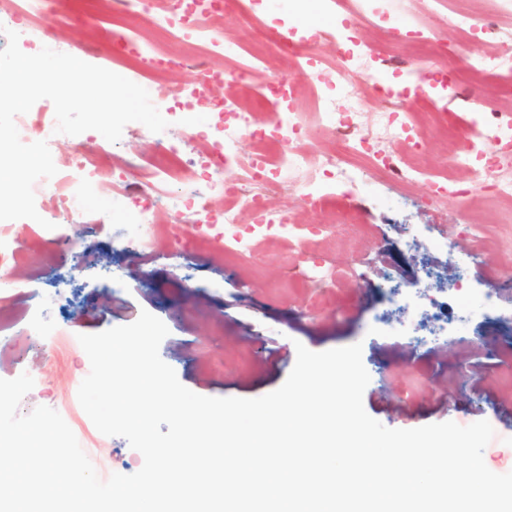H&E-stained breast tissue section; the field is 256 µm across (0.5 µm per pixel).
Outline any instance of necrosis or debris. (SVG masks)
Here are the masks:
<instances>
[{
	"label": "necrosis or debris",
	"instance_id": "necrosis-or-debris-1",
	"mask_svg": "<svg viewBox=\"0 0 512 512\" xmlns=\"http://www.w3.org/2000/svg\"><path fill=\"white\" fill-rule=\"evenodd\" d=\"M112 19V52L126 57L131 67L147 78L145 85L149 94H156L159 77L176 66L194 61L198 66L199 79L196 84L182 87L180 97L191 99L207 86L223 81V72L208 66L206 58L212 54H231L232 49L217 35L211 24L212 17L221 16L242 7V0H91ZM472 0H447L448 18L461 34L463 41L457 54L455 69L439 68L435 81L449 89H459L471 81L482 78L495 69L492 58L473 52L467 40L474 27L476 15L470 7ZM149 17L165 39L189 44L194 50L193 58L167 55L155 41H132L124 20L131 15ZM277 53L284 65L267 86L270 99L283 101L292 94L295 83L317 78L325 68H332L335 83L331 89L318 92L317 102L323 118L341 137L329 152L303 153L296 142L304 133L297 121L258 127L252 112L239 107L235 101L223 99L215 102L209 112L201 118L203 126L216 129L219 146L211 153L199 157L196 163L213 172L214 178L203 192L192 196L172 193L169 180L191 167L194 161L177 154L171 147L157 146L148 165L155 175L151 184H128L113 180L110 202L121 206L133 196L145 197L138 219L133 227V236L141 249H148L154 218L153 197H163L174 211L191 209L196 223L205 227L206 235L223 238L233 252L246 254L250 251V237L241 228L239 214L248 211L252 223L260 224L277 232L289 229L284 214L270 208L265 201L268 186L283 180L288 173L315 166L331 173L337 182H353L356 168L353 156H360L378 165H387V158L378 156L380 145L403 140L413 149H421L424 135L413 127L396 106L407 98L404 89L389 86L371 87V74L366 63L375 57L376 51L368 44L349 37L348 46L338 54L335 61H327L316 50L315 43L295 41L284 37L276 39ZM374 91L383 101L394 104L395 109L383 113L372 136L351 133L350 128L365 103L367 91ZM250 135L265 140L269 156H253L241 161L238 142L241 136ZM458 167L467 168L481 163L490 177L494 200L512 204V173H502L503 161H512V114L491 113L481 121L478 141H461L456 153ZM224 195L233 201L222 213H212L208 198Z\"/></svg>",
	"mask_w": 512,
	"mask_h": 512
}]
</instances>
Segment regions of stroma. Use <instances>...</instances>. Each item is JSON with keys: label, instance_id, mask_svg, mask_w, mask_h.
<instances>
[{"label": "stroma", "instance_id": "obj_1", "mask_svg": "<svg viewBox=\"0 0 512 512\" xmlns=\"http://www.w3.org/2000/svg\"><path fill=\"white\" fill-rule=\"evenodd\" d=\"M247 15H228L214 25L225 41L251 47L258 27L271 32H297L310 37L320 31L318 50L333 60L340 17L334 0H315L310 19L296 11L294 0H251ZM371 24L357 32L374 48L394 33L426 27L436 44H454L457 34L448 11L433 0H369ZM481 14L491 26L479 30L472 51L502 61L482 84L466 91L432 88L428 62L376 63L372 74L387 82L419 80L425 92L409 98V113L433 109L454 111L459 130L469 134L473 122L490 110L500 112L512 101L498 95L499 83L512 80V9L496 0H482ZM109 20L88 14L65 17L42 28L40 40L92 65L119 68L108 37ZM279 62L270 55L257 61L247 81L225 82L219 94L240 105L260 96ZM309 84L296 85L291 104L256 113L257 125L296 115L312 132L300 150H321L333 143V128L319 124L308 99ZM175 98L159 93L155 102L168 121L170 143L187 157L216 145L209 130L187 135L186 125L201 115L197 102L175 107ZM422 174L411 192L393 174L366 162L362 178L340 184L322 173L290 175L286 185L267 192V202L292 226L288 235L265 228L251 231L252 250L241 256L224 246L202 243L182 252L181 241L196 237L198 227L180 223L164 202H156V227L150 249L132 243L131 227L138 200L116 214L103 201L109 185L86 186L88 208L60 210L51 192L36 196L39 220L11 221L0 237V252L12 255L0 266V378L29 373L35 382L19 412L38 406L59 409L87 375L89 358L78 337L128 325L148 311L169 329L160 345L161 358L180 382L209 397L257 398L278 389L296 361V344L314 352L362 343V359L370 375L363 395L366 412L384 426L412 429L453 421L468 425L489 421L495 436L484 450L493 472L512 471V223H503L490 197L480 167L454 164L457 142L424 130ZM155 149V138L143 124L125 126L118 142L90 130L57 140L51 154L58 171L72 170L76 151L104 159L108 171L136 181L141 164ZM452 176L465 188L462 196L430 203L434 180ZM335 200L337 209H351L355 225L339 230L328 225V212L301 202L302 185ZM81 244L79 252H62L66 240ZM447 242L444 250L432 241ZM322 262L326 281L306 278L312 261ZM121 282L112 291L109 279ZM419 282L444 292L466 289L472 306L493 296L499 320L462 326L455 304L441 309L405 305L398 295ZM385 324L374 321L376 312ZM448 325L439 341L431 332ZM67 423L90 453H103L99 477L132 474L142 455L119 436L101 438L81 406Z\"/></svg>", "mask_w": 512, "mask_h": 512}]
</instances>
